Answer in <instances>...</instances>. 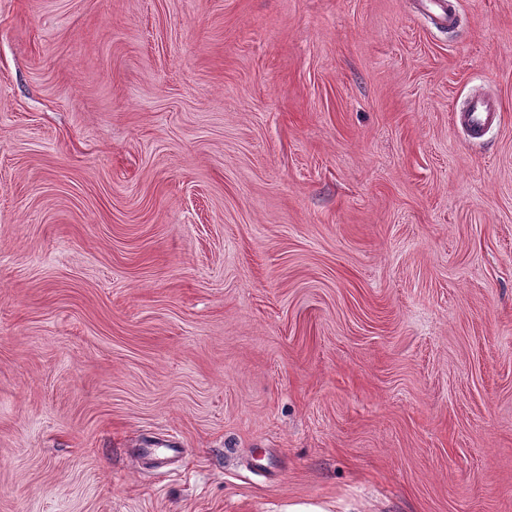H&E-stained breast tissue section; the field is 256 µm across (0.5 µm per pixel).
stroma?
Returning a JSON list of instances; mask_svg holds the SVG:
<instances>
[{"mask_svg": "<svg viewBox=\"0 0 512 512\" xmlns=\"http://www.w3.org/2000/svg\"><path fill=\"white\" fill-rule=\"evenodd\" d=\"M450 2L0 0V512H512V0ZM500 110L496 103L485 94H473L465 107L454 113V121L472 139H478L497 125Z\"/></svg>", "mask_w": 512, "mask_h": 512, "instance_id": "35a3bbf8", "label": "stroma"}]
</instances>
